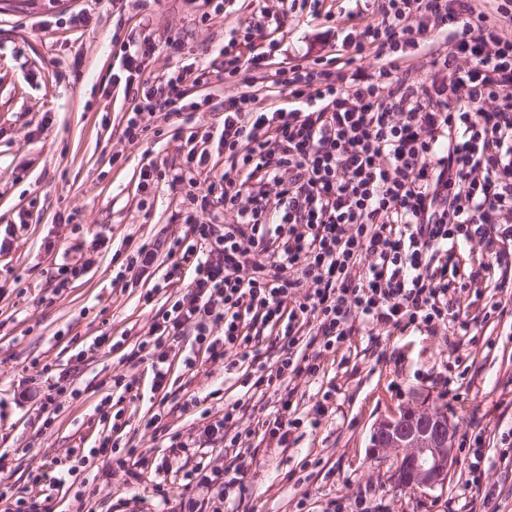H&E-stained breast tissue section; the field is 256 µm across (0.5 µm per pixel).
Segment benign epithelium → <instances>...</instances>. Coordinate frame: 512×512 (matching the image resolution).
<instances>
[{"instance_id":"1","label":"benign epithelium","mask_w":512,"mask_h":512,"mask_svg":"<svg viewBox=\"0 0 512 512\" xmlns=\"http://www.w3.org/2000/svg\"><path fill=\"white\" fill-rule=\"evenodd\" d=\"M453 425L437 408L403 409L379 420L372 448L396 454L394 480L407 488L435 489L448 482L453 465Z\"/></svg>"}]
</instances>
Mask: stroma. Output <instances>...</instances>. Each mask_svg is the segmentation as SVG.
<instances>
[{
	"mask_svg": "<svg viewBox=\"0 0 512 512\" xmlns=\"http://www.w3.org/2000/svg\"><path fill=\"white\" fill-rule=\"evenodd\" d=\"M250 0H224L223 14L202 20L186 0H0V487L22 488L31 472L55 473L69 449L89 448L110 435L111 427L94 408L105 397L119 398L114 377L134 373L149 390L147 363L129 367L121 358L148 331L153 309L185 292L181 282L159 287L152 308L139 296L143 284L112 285V254L121 246L183 236L181 213L190 185L153 184L137 188L141 167L178 165L186 147L171 132L182 119L157 117L135 143L120 141L118 124L134 105L126 91L127 73L112 47L113 34L146 33L160 53L146 59L143 75L158 80L167 69L210 66L241 19ZM279 14L286 38L285 58L318 55L330 49L354 53L353 41L372 13L354 0H325L337 16L327 24L291 8L288 0H261ZM355 19H348L349 11ZM182 43L179 52L164 49L167 39ZM192 100L207 99L197 118L221 125L224 100L240 87L210 80L188 85ZM93 261L81 279L57 290L56 267L71 246ZM120 339L78 359L95 336ZM68 371L77 398H64L55 420L37 416L47 390L40 365ZM323 372L298 380L295 397L302 415L312 416L320 393L334 390V411L317 428H303L286 449L268 452L256 442L248 475L249 496L238 512H294L305 500L308 512H324L329 502L352 505L360 490L371 489L380 512H469L471 445L482 452V488L497 494L499 512H512V467L504 453L512 444V310L478 325L475 338L453 327L430 335L398 332L380 325L360 331L341 348L324 354ZM165 404L143 398L125 403L128 425L118 444L151 460L150 468L129 474L111 459L87 466L84 503L72 495L52 501L55 512H159L151 493L155 468L163 463L191 470L196 457L176 458L163 436L147 428L160 406L170 413L163 425L205 448L206 463L227 464L223 444L209 443L207 424L220 419L226 403L240 398L237 379L224 366L199 358L196 373L173 363ZM200 404L184 413L191 396ZM436 407L454 427L455 464L446 486L411 490L395 485L396 457L374 453L370 435L390 411ZM140 501H133V491Z\"/></svg>",
	"mask_w": 512,
	"mask_h": 512,
	"instance_id": "stroma-1",
	"label": "stroma"
}]
</instances>
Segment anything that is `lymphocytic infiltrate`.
Masks as SVG:
<instances>
[{
	"mask_svg": "<svg viewBox=\"0 0 512 512\" xmlns=\"http://www.w3.org/2000/svg\"><path fill=\"white\" fill-rule=\"evenodd\" d=\"M379 18L366 25L355 47L375 66L360 74L336 51L302 56L272 71L283 104L257 106L250 94L256 74L282 52V38L243 56L237 37L225 42L209 76L242 86L224 101L221 130L177 128L189 149L168 183L176 187L204 175L210 142L229 163L189 195L184 237L167 252L164 276L182 278L185 293L151 319L138 351L150 361L151 392L164 390L170 356L193 338L225 373H239L255 409L266 396L277 407L261 422L263 435L286 447L303 425L317 427L331 393L307 421L289 384L316 378L325 353L336 351L358 328L384 324L403 332H435L454 325L470 335L479 315L463 311L460 293L498 269L500 301L512 305V0H382ZM126 71L139 77L158 45L150 36L113 35ZM428 75H409L416 55ZM186 70L174 69L144 94L121 130L134 142L157 113L199 111L186 103ZM233 212L231 224L201 222V213ZM267 329L278 357L259 373L254 325ZM243 404L224 406L208 438L227 441L233 456L223 471L198 466L185 473L195 494L179 512H231L248 490L251 436L237 430ZM103 438L56 476L33 474L30 487L0 490V512H52L32 494L80 480L89 458L107 456Z\"/></svg>",
	"mask_w": 512,
	"mask_h": 512,
	"instance_id": "obj_1",
	"label": "lymphocytic infiltrate"
}]
</instances>
